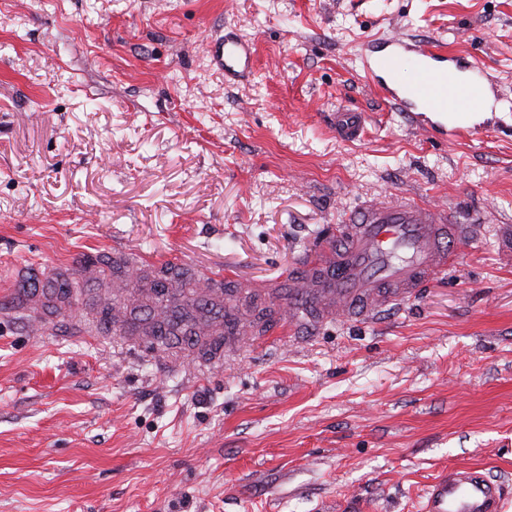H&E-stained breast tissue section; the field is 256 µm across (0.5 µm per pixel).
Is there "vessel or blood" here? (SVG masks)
Wrapping results in <instances>:
<instances>
[{
  "label": "vessel or blood",
  "instance_id": "vessel-or-blood-1",
  "mask_svg": "<svg viewBox=\"0 0 512 512\" xmlns=\"http://www.w3.org/2000/svg\"><path fill=\"white\" fill-rule=\"evenodd\" d=\"M210 62L226 76L252 66V48L234 37L209 44ZM364 78L385 100L411 114L424 130L447 134L483 102V68L448 53L438 41L413 42L392 36L367 45ZM333 125L345 142L360 139V113L337 108ZM336 235L343 246H320L302 268L288 276V323L373 318L410 299L417 289L451 266L472 230L456 223L443 206L407 196L387 203L365 201L347 213ZM16 311L41 329L46 307L57 302L50 289L17 280ZM503 494L480 469L460 468L431 485L420 512H502Z\"/></svg>",
  "mask_w": 512,
  "mask_h": 512
}]
</instances>
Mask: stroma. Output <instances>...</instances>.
I'll return each mask as SVG.
<instances>
[{
	"label": "stroma",
	"instance_id": "1",
	"mask_svg": "<svg viewBox=\"0 0 512 512\" xmlns=\"http://www.w3.org/2000/svg\"><path fill=\"white\" fill-rule=\"evenodd\" d=\"M228 33L255 57L231 83ZM395 33L484 67L474 129L366 83ZM400 194L474 236L380 319L292 332L281 305L211 360L88 331L117 252L273 288ZM33 265L83 287L39 335L9 301ZM464 466L512 494V0H0V512H419ZM208 54L212 65L224 71L228 77L242 75L252 68V47L234 37H225L219 42L208 45ZM336 136L345 142L360 139L364 132V120L359 112H353L345 107H338L333 117Z\"/></svg>",
	"mask_w": 512,
	"mask_h": 512
}]
</instances>
